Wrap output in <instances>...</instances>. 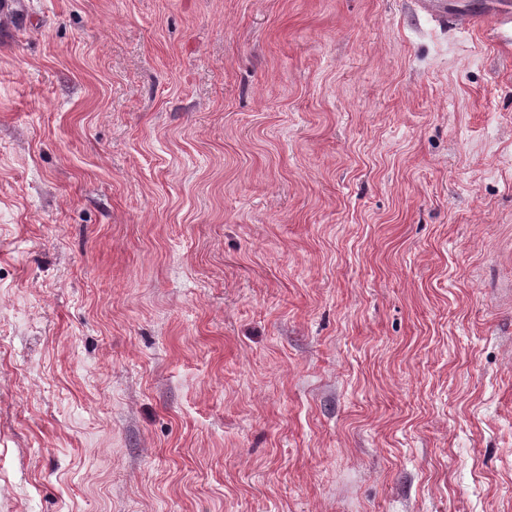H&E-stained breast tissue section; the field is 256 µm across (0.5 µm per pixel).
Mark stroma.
<instances>
[{"label": "stroma", "mask_w": 512, "mask_h": 512, "mask_svg": "<svg viewBox=\"0 0 512 512\" xmlns=\"http://www.w3.org/2000/svg\"><path fill=\"white\" fill-rule=\"evenodd\" d=\"M0 512H512V48L14 0Z\"/></svg>", "instance_id": "stroma-1"}]
</instances>
